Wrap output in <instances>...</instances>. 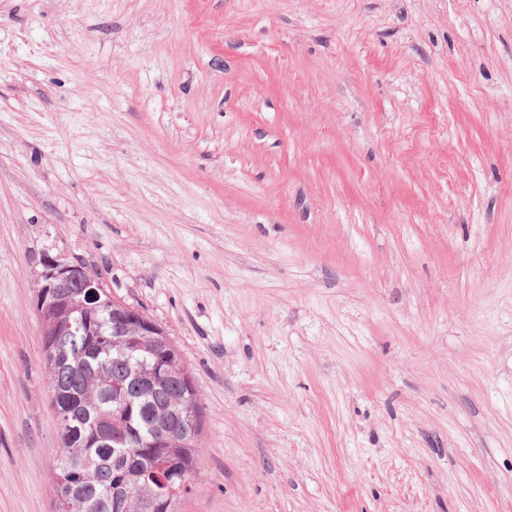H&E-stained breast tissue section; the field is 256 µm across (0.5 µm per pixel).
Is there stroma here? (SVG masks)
Here are the masks:
<instances>
[{
    "mask_svg": "<svg viewBox=\"0 0 512 512\" xmlns=\"http://www.w3.org/2000/svg\"><path fill=\"white\" fill-rule=\"evenodd\" d=\"M47 254L194 378L175 512H512V0H0V512Z\"/></svg>",
    "mask_w": 512,
    "mask_h": 512,
    "instance_id": "35a3bbf8",
    "label": "stroma"
}]
</instances>
